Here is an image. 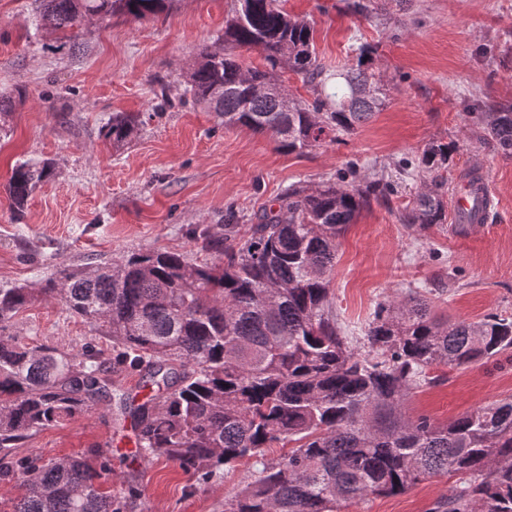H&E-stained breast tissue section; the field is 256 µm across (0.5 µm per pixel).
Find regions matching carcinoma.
I'll return each mask as SVG.
<instances>
[{
  "label": "carcinoma",
  "mask_w": 512,
  "mask_h": 512,
  "mask_svg": "<svg viewBox=\"0 0 512 512\" xmlns=\"http://www.w3.org/2000/svg\"><path fill=\"white\" fill-rule=\"evenodd\" d=\"M34 26L76 39L94 21L143 19L170 0H38ZM224 35L201 49L186 93L224 128L268 133L290 152L337 142L385 105L381 76L364 48L354 68L327 69L312 28L278 0H248ZM237 48L257 49L263 69L245 68ZM311 85L313 101L282 105L278 69ZM270 91L251 94L253 85ZM474 133L512 156V105L478 108ZM138 117L117 112L103 127L118 148ZM453 147L431 144L420 164L448 168ZM55 177L48 161L15 165L8 196L16 213ZM441 182L419 190L403 216L426 230L445 221ZM390 191L380 179L339 176L309 192L293 185L276 209L240 234L236 214L224 233L205 229L212 264L169 251L138 252L112 266L61 268L41 292L105 329L120 362L145 366L157 394L135 408L137 445L208 478L244 459L261 464L224 512H336L342 501L402 493L436 476L458 477L435 512H512V400L440 424L407 414L410 391L427 372L489 360L512 349V318L450 322L413 289L379 304L364 350L350 345L332 310L336 240L371 200ZM25 286L0 288V453L36 431L93 409L109 381L91 351L30 345L8 333L32 300ZM293 444L267 459L269 449ZM12 512H119L98 480L111 473L84 456L19 464Z\"/></svg>",
  "instance_id": "carcinoma-1"
}]
</instances>
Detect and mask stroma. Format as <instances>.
Instances as JSON below:
<instances>
[{
    "label": "stroma",
    "instance_id": "obj_1",
    "mask_svg": "<svg viewBox=\"0 0 512 512\" xmlns=\"http://www.w3.org/2000/svg\"><path fill=\"white\" fill-rule=\"evenodd\" d=\"M280 0L314 28L316 53L330 69L355 65L359 47L374 50L386 107L342 142L280 150L266 133L220 125L195 105L184 75L199 49L223 33L237 0H172L144 19L116 16L91 26L77 43L35 29V0H0V95L24 91L0 118V288L40 287L56 269L121 261L146 250L213 262L200 230H221L226 210L248 228L279 205L289 186L314 189L337 172L384 178L394 190L372 201L338 240L333 310L355 346L379 302L411 288L431 290L449 320L512 316V157L473 136L475 102L512 103V0ZM169 107L159 109L161 97ZM138 114L137 133L121 148L101 128L113 113ZM432 143L453 145L439 179L451 196L459 178L487 169L496 206L478 229L452 222L412 230L400 217L429 180L406 175ZM48 160L55 177L37 188L15 218L6 186L16 163ZM9 332L64 351L89 349L125 393L91 413L47 426L12 452L43 460L106 453V484L120 512H224L251 479L242 461L211 479L165 458L144 459L130 407L151 395L143 372L114 369L112 340L54 298L34 300ZM414 390L405 409L445 424L490 403L512 399V352L448 370ZM455 478L439 476L404 493L340 504L339 512H434ZM138 489L126 497L127 488Z\"/></svg>",
    "mask_w": 512,
    "mask_h": 512
}]
</instances>
